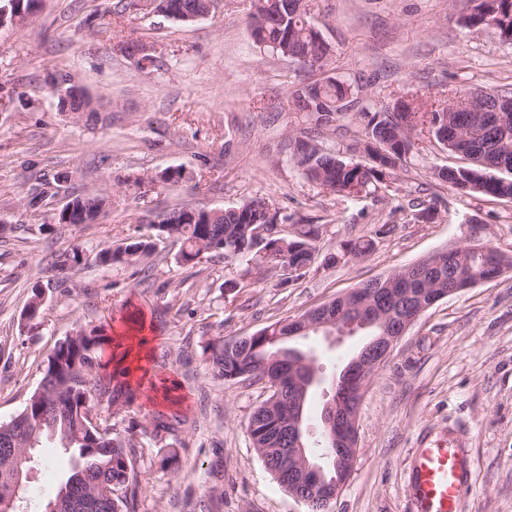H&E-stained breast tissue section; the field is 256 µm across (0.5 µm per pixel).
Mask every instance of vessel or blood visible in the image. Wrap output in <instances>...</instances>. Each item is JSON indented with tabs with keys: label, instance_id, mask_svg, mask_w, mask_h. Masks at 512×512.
I'll use <instances>...</instances> for the list:
<instances>
[{
	"label": "vessel or blood",
	"instance_id": "1",
	"mask_svg": "<svg viewBox=\"0 0 512 512\" xmlns=\"http://www.w3.org/2000/svg\"><path fill=\"white\" fill-rule=\"evenodd\" d=\"M469 478L465 441L457 436L421 439L409 470L410 499L415 512H463Z\"/></svg>",
	"mask_w": 512,
	"mask_h": 512
}]
</instances>
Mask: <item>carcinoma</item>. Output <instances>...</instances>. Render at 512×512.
<instances>
[{
  "mask_svg": "<svg viewBox=\"0 0 512 512\" xmlns=\"http://www.w3.org/2000/svg\"><path fill=\"white\" fill-rule=\"evenodd\" d=\"M154 9L182 24L194 23L215 13L217 0H151ZM463 20L467 27L491 28L502 42L512 45V0H460ZM251 35L259 48L296 62L297 54L320 52L330 56L329 46L317 40L319 32L304 8V0H252ZM360 86L348 80L327 77L300 85L291 92L292 100L308 101L307 114L314 129L294 141L293 160L305 178L334 194H351L373 189H388L386 176L394 172L413 151L423 130L448 149L471 161L466 167H446L433 176L448 186L467 194L512 201V109H507L506 123L492 121L473 129L472 112L442 111L435 104L410 102L404 118L410 119L402 139L388 133L396 114L384 108L371 110L360 105ZM478 103L496 106L498 99H511L506 90L471 92L458 90ZM358 106L355 116L360 121L363 149L368 161L355 162L326 152L321 145L324 134L336 130V122ZM62 112L93 116L99 104L83 86H66V94L58 97ZM61 181L41 183L29 190L26 206L35 207L48 197H54ZM71 223L92 224L109 205V196L100 194L74 195ZM291 222L293 217L275 209L269 214L245 202L224 209H211L194 217L188 209L175 208L157 224L147 225L148 232L130 241L109 245L97 251L77 243L64 253L60 267L71 268L93 263L98 266L115 264L136 266L151 256L167 239L180 242L179 262L196 264L202 255L219 252L224 260L255 261L262 267L276 269L289 264L308 269L317 260L316 241L319 227L307 224L293 236H274L263 254L251 249L246 232L250 224H272L275 220ZM288 244V257L278 242ZM372 247L371 242L348 241L330 256L338 263L348 254L361 255ZM512 271V255H505L490 241L484 245L471 241L459 246L456 257L438 267L423 268L418 277L406 279L398 271L396 292L377 288L364 295L376 306V313L386 320L397 314L399 304L414 306L425 300L435 288L455 285L459 278L494 277ZM42 288L31 287V296L23 314L30 322L42 312ZM291 326L288 321L273 322L243 340L237 346L224 341L209 343L208 353L213 371L226 381L235 380L244 372L255 377H268L270 394L251 414L248 433L252 446L276 482L289 489L294 476L288 460L280 449L288 447V431L281 429L266 434L274 419H284L288 402L301 398L295 379L301 370H315V358L290 345ZM106 343L105 325L86 329L76 328L56 342L43 361L42 379L29 396L24 408L7 422H0V512H17V474L27 475L38 448L47 440L69 454L74 467L55 496L45 503L42 512L54 504L59 512H136L135 495H127L130 484L138 483L132 465L136 444L134 434L121 437L112 432V418L121 407H128L133 393L112 385L97 371L98 357ZM186 420L178 415L159 414L151 423V439L160 442L177 431ZM332 500L325 497L322 486L312 482L305 489L307 512H330Z\"/></svg>",
  "mask_w": 512,
  "mask_h": 512,
  "instance_id": "obj_1",
  "label": "carcinoma"
}]
</instances>
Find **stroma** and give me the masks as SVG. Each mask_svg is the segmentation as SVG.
<instances>
[{"mask_svg":"<svg viewBox=\"0 0 512 512\" xmlns=\"http://www.w3.org/2000/svg\"><path fill=\"white\" fill-rule=\"evenodd\" d=\"M116 0H43L31 22L0 28V421L19 413L54 344L76 326L138 317L152 375L173 382L175 400H134L137 419L179 414L188 424L163 445L137 435V512H306L272 479L251 446L248 421L269 395L264 383L215 378L203 352L264 326L294 319L363 282L431 253L467 243L480 225L512 255V202L470 195L435 180L434 169L465 165L429 135L389 179L388 193L321 191L296 167L290 138L310 121L290 92L333 76L361 80L372 105L401 98L447 100L458 89H512V45L490 28L460 21L454 0H309L333 48L324 69H301L257 48L250 0H220L214 18L178 24L149 10L115 11ZM145 41L153 65L115 52L121 37ZM63 71L101 105L94 121L58 111L48 74ZM180 167L179 186L153 182ZM131 175L144 184L126 185ZM64 177L65 195L37 209L23 199L38 180ZM106 193L96 223L44 232L66 194ZM262 199L319 228V259L301 276L212 252L179 263L168 241L144 264L64 270L73 244L94 249L138 236L174 208L220 209ZM432 208L425 221L419 213ZM369 253L333 266L324 260L349 240ZM45 292L37 325L23 318L33 284ZM302 341L328 382L307 407L319 432L331 380L364 345ZM456 430L467 441L472 477L464 512H512V278L462 289L427 309L364 387L358 452L332 512H413L407 491L419 438ZM178 467L159 466L162 450ZM72 472L59 449H40L23 486L25 512H38Z\"/></svg>","mask_w":512,"mask_h":512,"instance_id":"35a3bbf8","label":"stroma"}]
</instances>
